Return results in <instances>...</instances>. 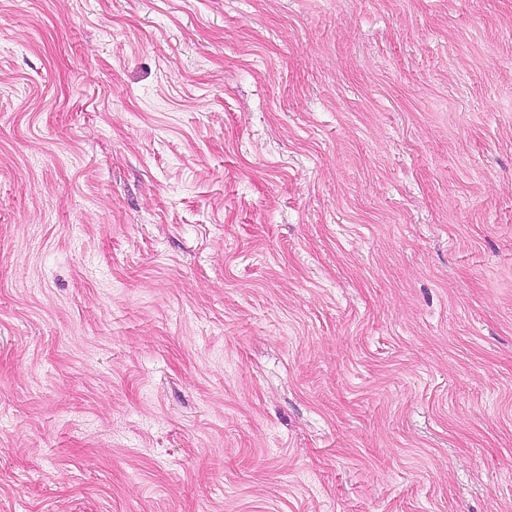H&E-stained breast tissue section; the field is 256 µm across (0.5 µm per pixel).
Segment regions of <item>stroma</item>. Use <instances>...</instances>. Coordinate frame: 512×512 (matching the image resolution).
<instances>
[{
  "instance_id": "35a3bbf8",
  "label": "stroma",
  "mask_w": 512,
  "mask_h": 512,
  "mask_svg": "<svg viewBox=\"0 0 512 512\" xmlns=\"http://www.w3.org/2000/svg\"><path fill=\"white\" fill-rule=\"evenodd\" d=\"M0 512H512V0H0Z\"/></svg>"
}]
</instances>
